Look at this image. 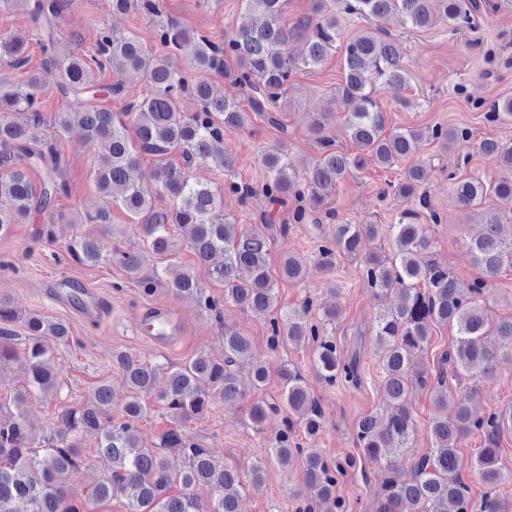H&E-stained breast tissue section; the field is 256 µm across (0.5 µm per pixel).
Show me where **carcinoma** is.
<instances>
[{"label":"carcinoma","instance_id":"1","mask_svg":"<svg viewBox=\"0 0 512 512\" xmlns=\"http://www.w3.org/2000/svg\"><path fill=\"white\" fill-rule=\"evenodd\" d=\"M30 21L43 36L42 51L48 54L41 70L26 68L28 39L15 34L0 35V58L22 69L15 85L0 84V234L34 214H47L51 224H97L104 234H115L112 206L124 208L141 224L143 244L165 260L153 275H140L135 252H120L119 263L146 293L165 281L182 298L200 310L220 316V300L202 284L198 275L176 261L177 245L171 229L179 228L189 248L207 267L209 277L224 286V298L269 322V344L275 349L286 342L296 347L316 344L313 370L327 385L359 381L357 358L346 356L328 336L340 312L320 309L318 321L309 320L312 304L286 309L278 300L276 280L268 262L270 246L277 236H286L288 225L256 224L243 229L224 218V193L245 199L251 187L234 180L216 184L193 174L194 167L214 153H224V129L242 128L251 117L235 98L214 93L212 78L220 77L244 90L251 109L267 122L286 131L269 107L288 91L299 66L320 64L336 42L339 15L357 14L378 22L375 30H363L350 38L345 49L344 80L338 87L355 156L332 148L321 136L329 114L314 120L313 131L321 147L318 158L299 167L281 148L266 151L261 158L266 171L261 191L279 203L288 198L308 201L293 215L297 224H311L322 244L314 261L326 271L336 265V254L358 256L362 238L377 234L376 224H341L331 210L321 211V191L344 180L351 168L370 161L392 168L408 157L423 139H432L448 149L469 141V130L434 126L386 132L385 113L373 98L377 85H401L405 70L395 44L383 37L379 23L400 14L414 28H425L438 20L459 30L471 24L481 10L495 11V0H315L311 14L287 24L288 0H242L251 23L222 42L183 26L164 10L163 0H112V10L135 11L155 29L161 52L145 47L133 34L105 25L97 29L95 56L75 51L63 58L54 53L55 32L73 0H32ZM305 40L303 57L290 45ZM186 53L189 68L173 64L172 56ZM118 71L121 78L104 82L102 74ZM53 82L66 107L53 121L42 110L39 91ZM142 82L149 96L127 99L128 85ZM127 99L121 111L100 105L104 99ZM59 134H78L104 146L95 160L96 185L102 204L85 215H70L54 209L57 197L67 192L63 179L65 161L56 149L47 127ZM135 139H130L129 131ZM477 150L500 168L512 172V143L484 139ZM155 160L149 179L132 182L129 172L140 154ZM179 155L180 162L172 160ZM39 170V179L31 172ZM421 166L407 169L400 181L388 185L398 196L414 195L425 183ZM448 180L458 202L465 208L484 210L483 233L471 240L470 251L485 277L462 292L448 263L438 257L425 225L415 222L416 213L406 211L390 225L391 251L364 256V278L381 300L395 293L400 301L386 306L373 323L377 355L384 374L382 391L390 410L361 417L356 426V444L364 455L384 468L381 490L373 512H506L496 488L506 480L499 467V440L512 431V408L476 417L469 401L480 394L496 372L503 349L512 360V321L491 322L480 303L485 290L508 267L512 269V242L500 236L503 220L512 222V175L490 182L480 176ZM166 196L162 208L156 199ZM330 225L326 231L324 225ZM75 261L96 266L110 260L104 244L81 238L69 245ZM281 277L299 282L305 275L302 257L284 253ZM20 321L26 330L27 377L15 393L14 409L0 404V512H82L69 476L78 466L83 436L95 434L98 444L94 461L102 479L90 499L103 502L120 492L128 498L127 512H239L242 485L240 470L218 463L212 452L201 447L182 430V424L207 411L213 398L226 403L242 398L237 363L251 353V340L237 330L224 329V360L198 353L168 372V383L155 390L157 374L165 369L126 351L112 353V364L124 374L127 390L123 398L106 384L93 388L81 402L60 413L63 428L32 429L24 411L35 395H47L57 386L58 371L50 364V344L66 342L70 331L61 322L37 314L21 317L5 299H0V365L15 356L11 325ZM456 329L452 348L440 357L435 373L414 369V358L430 342L432 327ZM282 401L288 408L285 427L269 448L268 460L281 466L302 461L305 480L318 488L327 512H344L336 496L337 476L352 466L348 459L331 460L311 440L322 427L324 414L311 392L308 378L295 366L281 367ZM471 383L457 393L448 377ZM251 384L264 387L269 379L266 365L255 362L249 369ZM431 390L439 415L431 425V448L413 460L403 472L393 461L410 447L415 428L407 395L414 386ZM156 401L175 423L155 448L140 440L136 423L148 412L142 394ZM121 405L123 420L112 419V406ZM276 404L264 400L251 403L247 416L260 427ZM304 426L310 443L295 439V428ZM484 436V448L475 468L486 484L478 501L467 494L459 448L474 433ZM179 452L185 466L178 481L185 492L168 495L173 482L160 449ZM208 488L209 496L193 493Z\"/></svg>","mask_w":512,"mask_h":512}]
</instances>
